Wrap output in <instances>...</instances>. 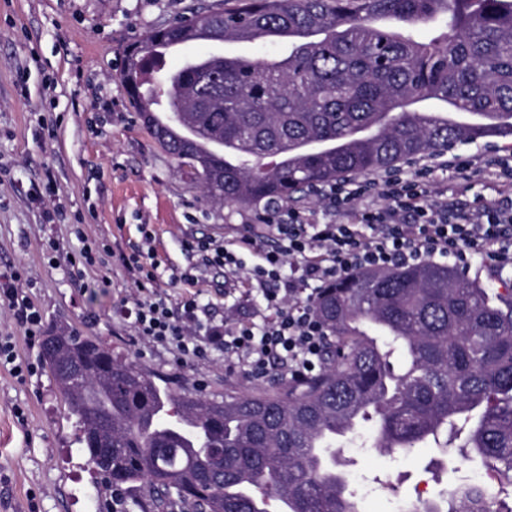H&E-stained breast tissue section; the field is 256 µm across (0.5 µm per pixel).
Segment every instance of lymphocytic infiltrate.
Returning <instances> with one entry per match:
<instances>
[{
	"label": "lymphocytic infiltrate",
	"instance_id": "obj_1",
	"mask_svg": "<svg viewBox=\"0 0 512 512\" xmlns=\"http://www.w3.org/2000/svg\"><path fill=\"white\" fill-rule=\"evenodd\" d=\"M456 183L431 200V169L422 166L411 177L392 173L378 182L343 180L324 188L343 222L319 223L315 214L282 215L278 205L265 207L261 216L269 235L280 247L266 249L256 235L241 234L224 244L191 238L186 252L197 253L212 265L240 266L242 252L259 255L250 279L263 291L266 313L246 317L234 331L202 323L197 299L174 304L155 287L156 264L151 252L135 249L122 262L134 278L137 294L127 315L136 336L150 346L171 350L184 364L224 352V367L255 382L267 380L274 368L289 380L304 381L323 369L321 355L327 331L312 301L324 285L350 273L374 267L413 265L423 261L453 262L468 270L490 263L496 271L512 269V184H493V197L478 214H471L459 198L468 171L490 172L493 164L481 156H452L442 161ZM387 198V206H363L364 198ZM19 269L0 274V306L13 310L30 343H39L42 316L19 286Z\"/></svg>",
	"mask_w": 512,
	"mask_h": 512
}]
</instances>
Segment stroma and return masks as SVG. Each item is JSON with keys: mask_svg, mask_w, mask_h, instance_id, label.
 I'll return each instance as SVG.
<instances>
[{"mask_svg": "<svg viewBox=\"0 0 512 512\" xmlns=\"http://www.w3.org/2000/svg\"><path fill=\"white\" fill-rule=\"evenodd\" d=\"M224 0H0V272L16 267L21 287L39 307L44 327L63 323L98 339L114 356L136 362L178 391L205 398L225 393L286 391L288 379L262 383L224 368L214 354L177 365L168 349L136 340L118 313L136 287L118 258L89 266L74 281L69 259L86 245H141L151 234L156 285L179 301L198 292L200 317L231 321L250 289L256 258L244 256L235 286L222 268L203 266L181 243L189 237L230 241L258 224L261 208L206 202L142 126L121 80L127 50L157 26ZM199 266L189 286L178 276ZM14 336L21 359L39 364L18 382L0 366V512H105L111 489L87 463L78 425L30 347L22 328L0 307V335ZM26 423H18L15 407ZM350 488L365 512H397L401 501L444 493L456 473L435 449L391 455L371 448L353 455Z\"/></svg>", "mask_w": 512, "mask_h": 512, "instance_id": "obj_1", "label": "stroma"}]
</instances>
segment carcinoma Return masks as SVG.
Returning a JSON list of instances; mask_svg holds the SVG:
<instances>
[{
	"label": "carcinoma",
	"instance_id": "cac0c4a2",
	"mask_svg": "<svg viewBox=\"0 0 512 512\" xmlns=\"http://www.w3.org/2000/svg\"><path fill=\"white\" fill-rule=\"evenodd\" d=\"M154 28L122 81L151 133L206 198L288 202L308 186L390 169L454 144L512 138V0H236ZM277 41L275 57H210L168 69V47ZM439 31L427 41L412 30ZM224 141L217 150L212 142ZM323 373L283 394L204 399L173 391L67 325L73 379L42 357L77 418L87 462L145 485L155 512H363L341 451L434 442L512 486V289L431 261L364 269L322 290ZM112 421L111 447L90 438ZM402 512H485L482 492Z\"/></svg>",
	"mask_w": 512,
	"mask_h": 512
}]
</instances>
